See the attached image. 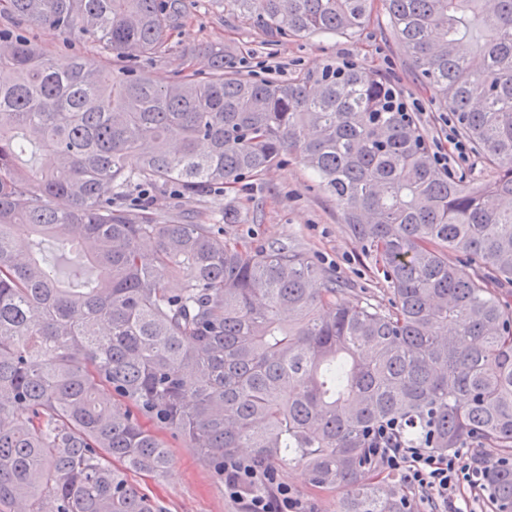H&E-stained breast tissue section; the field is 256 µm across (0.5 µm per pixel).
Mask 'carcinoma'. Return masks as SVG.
Returning a JSON list of instances; mask_svg holds the SVG:
<instances>
[{
  "instance_id": "carcinoma-1",
  "label": "carcinoma",
  "mask_w": 512,
  "mask_h": 512,
  "mask_svg": "<svg viewBox=\"0 0 512 512\" xmlns=\"http://www.w3.org/2000/svg\"><path fill=\"white\" fill-rule=\"evenodd\" d=\"M231 2L270 45L355 33L375 6ZM381 2L488 177L438 166L402 90L358 64L284 82L213 49L207 75L157 83L139 64L167 51L181 0H0V512H161L113 465L162 471L161 430L221 479L247 448L345 485L336 512H404L371 451L388 425L405 445L512 457V0ZM37 30L119 61L76 53L60 69ZM287 157L336 201L387 306L345 303L289 247L107 193L136 179L196 195ZM487 485L512 512V465Z\"/></svg>"
}]
</instances>
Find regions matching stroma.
Instances as JSON below:
<instances>
[{
    "label": "stroma",
    "instance_id": "1",
    "mask_svg": "<svg viewBox=\"0 0 512 512\" xmlns=\"http://www.w3.org/2000/svg\"><path fill=\"white\" fill-rule=\"evenodd\" d=\"M213 47L241 53L251 74L282 81L315 76L330 65L358 63L403 89L431 150L449 151L459 138L449 113L417 82L384 11L374 12L368 25L355 34L308 35L271 46L238 20L231 0H184L183 14L170 32L168 51L142 67L159 80L172 79L186 67L205 72ZM157 205L176 221L210 224L221 236L254 247L278 243L305 253L347 283L345 302L383 304L388 300L385 283L376 279L362 244L343 224L340 208L320 193L297 161L199 196L182 197L170 191ZM160 437L168 451L167 469L158 475L128 472L130 483L150 496L162 512H240V504L225 493L223 481L182 436L164 430ZM276 474L310 512H336V501L345 493L341 487L315 491L299 466L277 469Z\"/></svg>",
    "mask_w": 512,
    "mask_h": 512
}]
</instances>
